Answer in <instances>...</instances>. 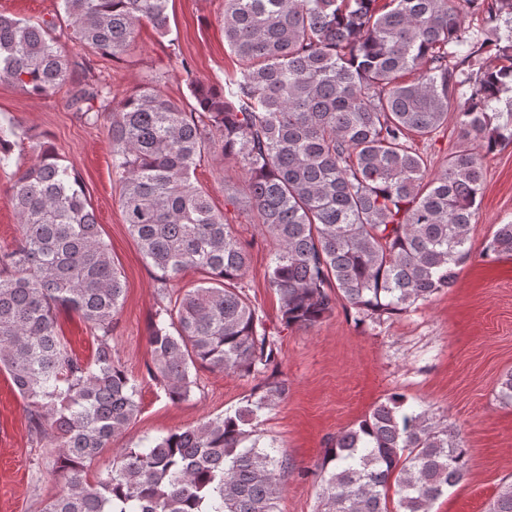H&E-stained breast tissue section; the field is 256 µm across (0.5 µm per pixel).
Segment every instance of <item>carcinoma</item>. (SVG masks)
Here are the masks:
<instances>
[{"label": "carcinoma", "instance_id": "1", "mask_svg": "<svg viewBox=\"0 0 512 512\" xmlns=\"http://www.w3.org/2000/svg\"><path fill=\"white\" fill-rule=\"evenodd\" d=\"M168 3L58 0L62 11L37 22L0 13V81L46 98L92 62L58 45L57 26L117 60L144 23L171 35ZM224 41L239 68L222 88L191 82L189 108L151 81L117 100L104 80L75 88L68 107L108 121L124 223L157 271L150 377L173 404L189 400L201 368L263 382L234 409L112 449L89 477L140 413L138 381L112 349L125 284L78 174L29 136L36 161L7 197L19 238L0 248V371L32 439L54 449L61 492L42 512H279L288 459L254 422L288 381L244 290L250 251L192 181L212 150L240 165L275 245L266 279L286 328L315 327L339 303L361 321L402 314L452 287L467 262L512 257V222L473 246L482 159L454 154L432 173L414 144L451 112L485 152L512 143V0H224ZM17 138L0 120V167ZM190 270L201 278L179 286ZM62 311L90 328L91 358L68 349ZM468 462L447 419L394 392L323 449L321 512H432ZM489 512H512V484Z\"/></svg>", "mask_w": 512, "mask_h": 512}]
</instances>
